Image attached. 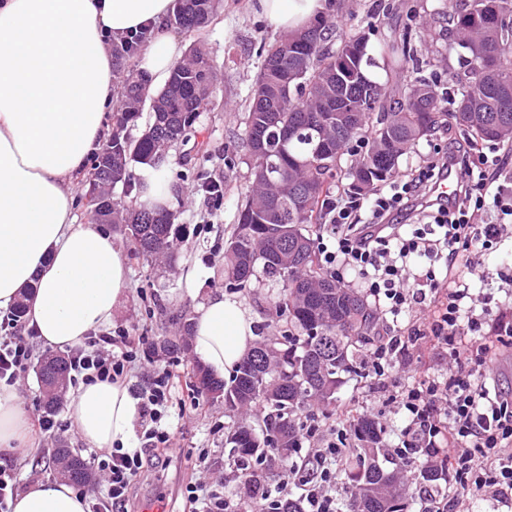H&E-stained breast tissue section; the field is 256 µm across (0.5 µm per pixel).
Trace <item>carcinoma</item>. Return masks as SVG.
Wrapping results in <instances>:
<instances>
[{"mask_svg":"<svg viewBox=\"0 0 512 512\" xmlns=\"http://www.w3.org/2000/svg\"><path fill=\"white\" fill-rule=\"evenodd\" d=\"M215 0H175L168 23L192 32L208 26ZM512 11V0H478L455 11V39L469 44L467 82L453 93V109L444 110L435 88L417 72L408 74L399 97L387 99L386 84L371 76L374 54L385 47L369 42L366 32L351 31L333 43L337 20L329 15L300 32H291L263 50V63L250 93L245 118L246 164L251 186L238 211L237 224L224 247L228 286L240 288L262 274L277 288L274 304L293 329L281 338L262 339L242 359L232 381L193 367L192 386L208 400H223L235 412L259 410L258 426L237 425L225 439V462L259 493L261 480L279 467L313 462L296 460L298 415L312 405L326 413L336 407V391L363 373L359 353L375 339L376 313L355 288H344L318 262L316 231L323 204L334 191L333 178L345 155L360 152L347 172L346 191L370 194L398 168L406 149L452 124L475 140L512 142V29L497 27V16ZM138 45H112V76L118 85L112 135L95 155L89 180L105 201L92 218L120 225L134 254L147 260H173V214L115 202L121 189L130 198L140 189L132 165L158 170L169 149L197 136V122L212 93L214 70L208 53L191 49L177 62L163 88L125 74ZM417 107L407 109L409 97ZM150 104L140 137L126 134ZM182 340L163 338L165 354L189 350L191 323ZM68 359L49 355L38 375L45 390L43 409L54 413L68 389ZM385 429L373 418L352 421L349 447L337 465L346 471L350 512H408L395 494L397 472L379 462ZM73 458V471L60 477L91 480L87 463L65 445L55 449Z\"/></svg>","mask_w":512,"mask_h":512,"instance_id":"obj_1","label":"carcinoma"}]
</instances>
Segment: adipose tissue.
<instances>
[{"label": "adipose tissue", "instance_id": "1", "mask_svg": "<svg viewBox=\"0 0 512 512\" xmlns=\"http://www.w3.org/2000/svg\"><path fill=\"white\" fill-rule=\"evenodd\" d=\"M172 0H0V311L27 305L26 327L67 350L112 324L127 291V259L103 225L78 223L73 191L107 133L115 93L112 43L152 30L140 67L165 83L181 58L162 27ZM274 28L296 32L328 0H255ZM244 301L221 291L197 306L193 350L209 372L236 368L255 341ZM137 401L124 383L81 386L68 416L86 446L132 445ZM30 412L14 385L0 384V452L32 442ZM12 512H88L66 483L36 482Z\"/></svg>", "mask_w": 512, "mask_h": 512}]
</instances>
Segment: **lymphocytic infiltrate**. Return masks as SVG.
Segmentation results:
<instances>
[{"label":"lymphocytic infiltrate","mask_w":512,"mask_h":512,"mask_svg":"<svg viewBox=\"0 0 512 512\" xmlns=\"http://www.w3.org/2000/svg\"><path fill=\"white\" fill-rule=\"evenodd\" d=\"M457 175L450 207L432 205L435 184L448 172ZM512 217V173L477 157L474 143L425 160L422 173H403L366 196L333 194L324 207L326 241L318 242L321 265L344 281L357 274L376 308L391 314L414 313L408 336H382L365 355L377 381L413 353L442 350L453 360L447 373L395 390L390 400L407 424L402 445L424 449L429 458L448 462L449 483L459 497L439 501L421 490L428 512H468V495L495 501L512 512V388L490 391L487 380L498 349L512 335V301L500 300L474 312L470 285L462 268H474L480 250L490 249L507 232L502 216ZM142 337L120 331L92 336L68 355L72 382L126 380L139 359ZM33 357L24 329L0 338V381L16 384ZM176 375L172 367L156 371L141 394L144 418L136 448L93 455L103 478L90 512H128L129 493L145 462L165 465L161 453L176 446V430L161 420ZM304 439L321 438L314 452L316 474L303 480L307 512H337L331 489L336 458L344 446L335 431L313 422ZM189 512H243L224 496L223 481L188 484Z\"/></svg>","instance_id":"1"}]
</instances>
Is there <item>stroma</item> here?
<instances>
[{
  "label": "stroma",
  "instance_id": "stroma-1",
  "mask_svg": "<svg viewBox=\"0 0 512 512\" xmlns=\"http://www.w3.org/2000/svg\"><path fill=\"white\" fill-rule=\"evenodd\" d=\"M380 0H332V14L338 18V32L370 28L374 45H394L404 26L412 28L414 56L423 62L422 74L438 79L441 86L465 82L467 69L459 60L458 47L446 39L452 27L453 11L449 0H390L391 10H379ZM184 48L203 47L209 52L215 70L216 87L199 122L197 145H179L169 152L171 182L176 195L171 208L176 213L174 226L175 260L166 266L128 254L129 284L126 295L112 318V327L155 341L178 334L182 318H194L196 286L203 293L224 289V243L237 219V206L249 190L248 167L244 162V118L249 93L263 58L260 48L276 42L281 33L256 13L250 0H217L208 27L198 32L177 31ZM224 183L221 207L204 204L199 192L200 177ZM274 288L267 281H254L239 289L253 314L256 336L281 334L271 300ZM449 358L443 352L411 357L390 371L398 385L413 384L424 376L446 371ZM370 379L353 380L344 385L336 401V414L345 421L357 416L377 418L386 428L384 453L400 446V431L405 417L387 398L369 403L366 397ZM250 410L225 411L223 403L205 402L193 410L187 392L176 391L167 410L168 422L179 428V446L164 473L148 471L133 489L129 510L142 512L146 505L163 500L170 512H182L183 490L187 483L204 477H223L224 494L233 502H247L251 492L236 472L224 463V435L239 422H254ZM209 451L207 468H200L197 449Z\"/></svg>",
  "mask_w": 512,
  "mask_h": 512
}]
</instances>
